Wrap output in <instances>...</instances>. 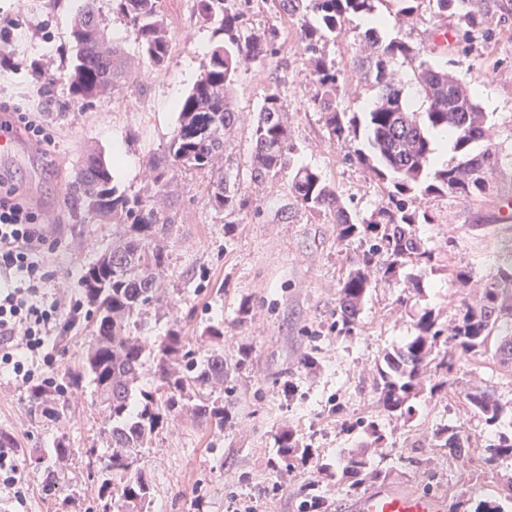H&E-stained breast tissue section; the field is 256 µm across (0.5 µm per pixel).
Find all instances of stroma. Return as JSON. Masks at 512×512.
<instances>
[{
  "label": "stroma",
  "mask_w": 512,
  "mask_h": 512,
  "mask_svg": "<svg viewBox=\"0 0 512 512\" xmlns=\"http://www.w3.org/2000/svg\"><path fill=\"white\" fill-rule=\"evenodd\" d=\"M81 5L82 0H0V46L9 55L0 65V107L38 113L45 136L38 156L0 161V173L35 196V211L52 225L44 245L43 286L67 308L57 323L51 359L41 368L46 396L34 397L0 374V431L18 445L21 474L16 494H0V512H98L97 485L86 462L88 455L110 448L100 432L104 416L93 385L82 375L93 323L81 277L118 239L120 228L91 213L78 224L71 219L67 186L91 152L111 164L119 190L179 212L164 241L168 262L160 274L168 308L150 311L134 335L161 340L173 316L191 346L223 349L230 362L248 356L245 369L219 391L228 417L223 430L199 426L184 411L142 449L137 465L153 483V505L160 512H235L244 505L256 512H298L307 494L318 495L327 512H351L356 499L378 486L459 502L488 494L511 500L512 462L484 469L481 434L487 426L465 400L468 390L488 386L512 403V373L500 370L491 354L466 362L448 389L418 397L413 413L404 417L377 406L374 383L381 351L412 335L421 314L429 311L440 326L454 325L460 304L471 297L470 289L457 284L458 271H471L478 280L495 274L497 201L512 194V181L497 180L492 194L473 204L418 195L417 206L435 218L416 227L434 253L432 263L406 265L397 279L372 289L355 332L337 333L338 290L358 243L340 240L335 224L322 215L291 209L290 218L282 219L281 210L290 208L287 174L257 186L246 170L251 127L264 97L276 92L288 113L293 163L311 167L335 187L358 223L369 222L382 201L383 186L351 158L363 141L340 144L329 137L312 101V66L295 24L279 17L270 0H252L248 8L249 29L260 33L277 25L281 45L273 58L244 62L232 85L238 119L219 163L238 169L249 203L226 223L206 203L202 174L180 173L161 194L146 164L169 141L178 123L177 103L208 59L209 24L194 14L192 0H162L173 51L167 67L155 70L138 57L134 34L113 19L112 0H96L110 34L123 36L133 81L89 106L58 89L67 106L53 112L32 81L30 64L59 73ZM485 6L493 15L490 39L437 50L434 31L456 29V16L437 15L425 4L404 22L396 0H380L377 11L390 21L380 36L407 38L423 59L447 69L486 112L495 142L512 152V0H486ZM364 30L362 18H352L323 47L327 63L340 75L341 109L359 115L378 97L361 65ZM411 273L422 276L415 292L408 288ZM369 423L381 430V442L366 432ZM445 425L470 435L464 457H447L437 447L434 433ZM288 431L300 450L285 460L276 454V439ZM60 441L72 453L63 481L50 495L37 459ZM363 444L371 448L373 465L387 475L355 485L337 475L336 462ZM21 498L27 501L22 508Z\"/></svg>",
  "instance_id": "obj_1"
}]
</instances>
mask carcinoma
I'll return each instance as SVG.
<instances>
[{"label":"carcinoma","instance_id":"obj_1","mask_svg":"<svg viewBox=\"0 0 512 512\" xmlns=\"http://www.w3.org/2000/svg\"><path fill=\"white\" fill-rule=\"evenodd\" d=\"M433 4L442 16L450 10L462 23L461 40L490 35L488 11L478 0H396L398 15L412 16L420 4ZM279 12L295 20L299 40L305 45L316 80L314 102L322 112L330 138L350 142L363 135L369 151L358 150L356 158L387 190V199L374 219L357 224L341 204L336 191L309 168L292 172L289 192L293 204L319 215H328L343 241L357 239L361 250L339 289L336 327L350 334L371 288L378 281H391L409 260L430 264L432 252L422 246L415 225L430 224L432 217L414 207L412 192L422 181L426 194L447 195L464 202L482 200L492 187L494 175L512 170V159L503 155L488 134L486 115L468 90L448 84V72L420 59V50L402 38L387 43L376 28L364 33L375 46L370 63L373 83L379 89L375 107L364 120L340 109L339 77L323 57L322 44L341 31L354 16H377V0H277ZM250 0H196L198 15L211 24L213 47L209 62L179 104L178 124L164 152L152 155L147 164L154 185L163 191L183 171H197L207 178L206 203L216 214L229 216L243 210L248 200L241 193L239 173L216 164L224 154V137L236 124L230 87L244 59L264 60L278 53L280 29L271 25L261 34L248 31L245 16ZM317 15L319 25L307 20ZM112 15L136 35L142 60L155 70L164 69L171 57V36L162 0H112ZM107 24L94 0H84L73 19L70 38L73 53L58 75L49 77L35 64L31 74L48 97L55 98L62 83L72 99L90 103L108 88L118 91L131 81L124 47L112 42V52L102 51ZM402 59L418 62L414 76L428 103L424 112H412L403 88L394 82L393 65ZM280 94L264 98L252 128L253 151L247 161L250 179L263 183L290 167L293 145L284 118ZM448 129L459 157L434 168L436 130ZM69 195L77 205L122 227L119 239L84 272L81 285L88 302L98 313L84 365L94 384L97 400L107 413L104 431L112 450L88 462L98 486L99 512H148L152 484L136 466L139 449L163 428L169 418L183 410L209 428H224V403L206 391L224 385L245 365L247 356L231 364L224 351L211 349L204 357L181 335L178 320H172L164 339L153 345L132 333L146 311L162 303L160 271L167 253L157 242L166 238L177 223L178 213L162 210L135 194L126 196L112 185L110 165L95 153L85 156ZM494 346L492 357L503 369H512V250L498 262L497 271L481 286L474 303L463 302L457 323L446 335L432 312L423 313L414 335L400 346L386 349L377 364V403L383 411L405 416L424 391L427 373L438 380L429 394L448 385V374L461 367L467 356ZM152 360L158 387H138L146 360ZM470 409L481 414L489 427H497L509 413L496 393L488 388L465 395ZM437 447L454 458L464 456L471 437L444 425L436 433ZM512 460V436L497 434L486 448L484 466L496 469ZM341 475L378 477L365 450L353 449L336 463Z\"/></svg>","mask_w":512,"mask_h":512}]
</instances>
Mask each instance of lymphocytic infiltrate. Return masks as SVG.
I'll list each match as a JSON object with an SVG mask.
<instances>
[{
  "mask_svg": "<svg viewBox=\"0 0 512 512\" xmlns=\"http://www.w3.org/2000/svg\"><path fill=\"white\" fill-rule=\"evenodd\" d=\"M47 234L22 192L0 189V370L34 392L44 389L38 359L49 350L63 308L36 278Z\"/></svg>",
  "mask_w": 512,
  "mask_h": 512,
  "instance_id": "f902f5d3",
  "label": "lymphocytic infiltrate"
}]
</instances>
